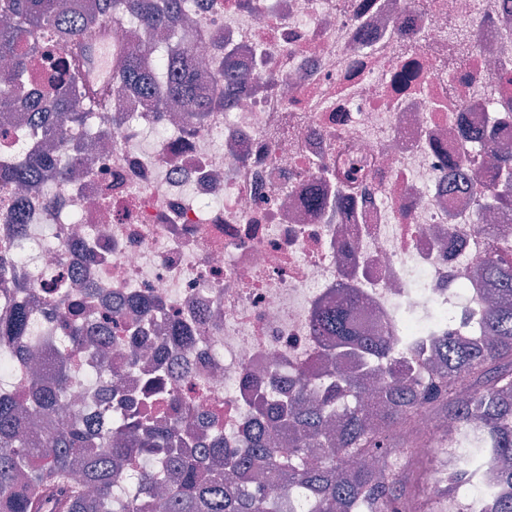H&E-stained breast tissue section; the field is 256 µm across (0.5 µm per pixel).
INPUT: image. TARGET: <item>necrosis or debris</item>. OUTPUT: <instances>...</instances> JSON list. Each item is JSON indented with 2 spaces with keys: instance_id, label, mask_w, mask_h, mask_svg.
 <instances>
[{
  "instance_id": "4bbe7bcc",
  "label": "necrosis or debris",
  "mask_w": 512,
  "mask_h": 512,
  "mask_svg": "<svg viewBox=\"0 0 512 512\" xmlns=\"http://www.w3.org/2000/svg\"><path fill=\"white\" fill-rule=\"evenodd\" d=\"M196 25L173 52L194 46L196 78L217 91L211 40L223 36L245 83L234 101L197 119L120 92L127 119L101 113L42 140L70 166L80 145L90 169L64 183L47 175L25 197L22 224L0 216V256L18 260L28 287L83 297L102 320L112 301L149 295L199 344L169 363L188 370L178 390L198 429L218 425L235 447L255 396L280 394L299 372L325 371L311 329L317 303L355 285L359 332H384L390 355L429 356L470 330L468 313L495 283L504 215L481 217L487 184L452 187L455 164L489 169L477 137L512 140L493 125V77L512 69V0H190ZM472 39L449 66V18ZM324 200L311 211L306 199ZM103 251L88 260L90 248ZM476 473L467 512H489L497 473Z\"/></svg>"
}]
</instances>
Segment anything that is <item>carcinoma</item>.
Returning a JSON list of instances; mask_svg holds the SVG:
<instances>
[{"label": "carcinoma", "mask_w": 512, "mask_h": 512, "mask_svg": "<svg viewBox=\"0 0 512 512\" xmlns=\"http://www.w3.org/2000/svg\"><path fill=\"white\" fill-rule=\"evenodd\" d=\"M183 0H97L90 9L62 0H0V14L14 24L0 28V57L13 61L3 86L7 97L23 100L31 60L51 61L50 46L68 40V95L31 101V119L45 135L61 126L84 124L95 112L116 110L113 87L120 86L159 104L177 97L186 111L203 118L214 100L199 96L184 54L150 58L141 39L120 52L121 65L111 84L94 88L85 75L89 45L112 21L127 16L145 32L185 24ZM462 29L448 24V63L457 62L455 46ZM244 79L236 70H218L219 95L227 100ZM496 159L489 174L473 177L492 188L482 208L512 211V144L489 146ZM55 169L49 158L30 146L21 164L0 170V198L17 184L35 189ZM57 170V169H55ZM66 179L67 170H57ZM489 273L498 281L496 302L480 314L483 339L450 336L437 369L423 373L425 360L413 355L400 365V378L382 379L369 403L339 408L351 395L361 398L363 383L351 373L331 382L325 392L305 374L292 381L285 399L263 401L254 418L251 446L224 447V433L191 432L182 427L187 408L170 391L160 401L133 406L120 392L97 395L94 420L80 419L62 404L71 379L72 352L88 347L120 345L140 333L126 319L129 311L151 314L160 301L142 296L110 305L104 318L112 333L95 331L80 318V308L55 295L37 297L25 286L17 268L0 258V286L9 291L10 314L0 320V344L33 338V314L45 306L63 320L69 335L44 358L45 375L34 374L24 396L0 387V512H147L160 484H169L167 512H280L288 499L307 503L309 512H434L432 505L456 494L458 484L473 476L456 465L448 482L425 498L419 483L429 484L428 471L438 458L423 459L414 449L453 447L443 434L434 442L422 436L403 440L394 435L402 420L423 413L465 435L477 431L476 457L496 467L498 489L490 512H512V263L491 260ZM316 335L331 341L327 356L354 350L370 359L388 356L385 336L355 333L350 308L322 305L313 317ZM199 337L175 323L159 348L177 353L192 348ZM288 439V451L272 447V437ZM281 487V500L265 493Z\"/></svg>", "instance_id": "cac0c4a2"}]
</instances>
